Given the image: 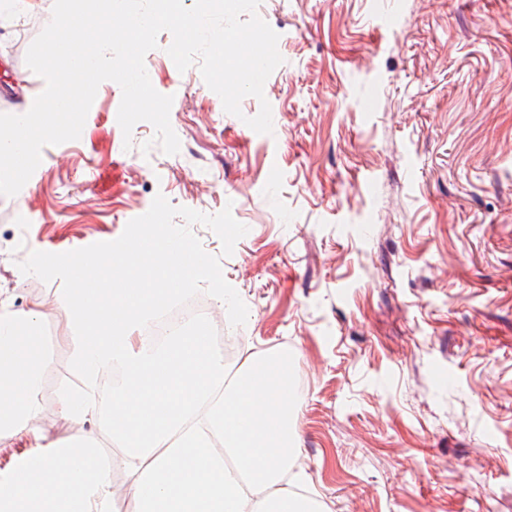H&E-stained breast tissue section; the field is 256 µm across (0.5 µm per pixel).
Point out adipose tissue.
I'll return each instance as SVG.
<instances>
[{"mask_svg": "<svg viewBox=\"0 0 512 512\" xmlns=\"http://www.w3.org/2000/svg\"><path fill=\"white\" fill-rule=\"evenodd\" d=\"M44 312L0 304V441L30 437L38 449L0 473V512H112L110 466L91 437L52 440L37 426L46 364Z\"/></svg>", "mask_w": 512, "mask_h": 512, "instance_id": "obj_1", "label": "adipose tissue"}]
</instances>
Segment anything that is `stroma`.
<instances>
[{
  "label": "stroma",
  "instance_id": "stroma-1",
  "mask_svg": "<svg viewBox=\"0 0 512 512\" xmlns=\"http://www.w3.org/2000/svg\"><path fill=\"white\" fill-rule=\"evenodd\" d=\"M54 0L0 21V113L32 106L25 62ZM284 62L263 98L227 114L199 65L147 53L172 96L178 154L150 123L124 138L103 82L79 139L42 150L0 196V300L44 304L49 362L38 425L60 418L72 371L60 281L23 274L34 251L112 241L156 196L247 226L231 255L203 249L248 308L206 297L219 337L251 359L291 352L299 489L328 512H512V0H261ZM268 101L272 134L249 128Z\"/></svg>",
  "mask_w": 512,
  "mask_h": 512
}]
</instances>
